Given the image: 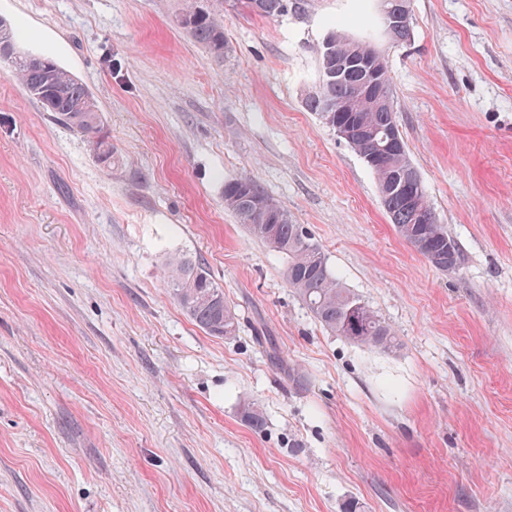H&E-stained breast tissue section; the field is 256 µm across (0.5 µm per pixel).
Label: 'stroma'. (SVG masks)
I'll list each match as a JSON object with an SVG mask.
<instances>
[{"instance_id": "stroma-1", "label": "stroma", "mask_w": 512, "mask_h": 512, "mask_svg": "<svg viewBox=\"0 0 512 512\" xmlns=\"http://www.w3.org/2000/svg\"><path fill=\"white\" fill-rule=\"evenodd\" d=\"M202 4L223 58L178 25L185 0H0L18 52L86 85L117 156L103 168L0 60V512H512V0H411L399 43L378 0ZM336 27L385 55L456 270L400 237L305 106ZM246 177L397 349L314 319L224 206ZM178 254L223 286L238 336L182 311ZM236 8L267 19H274L288 12V0H234Z\"/></svg>"}]
</instances>
